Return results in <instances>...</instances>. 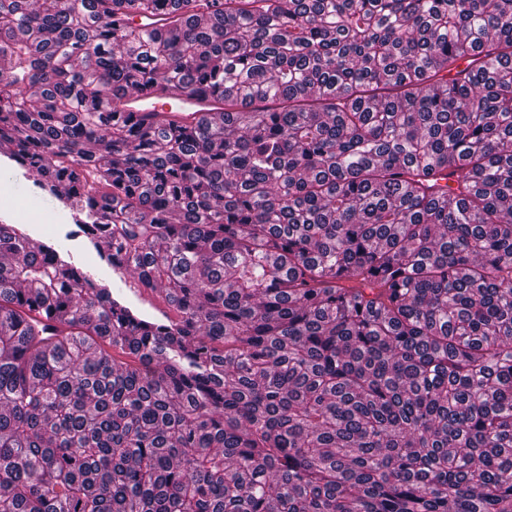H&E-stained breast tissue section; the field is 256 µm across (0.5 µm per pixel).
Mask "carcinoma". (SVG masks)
<instances>
[{
    "mask_svg": "<svg viewBox=\"0 0 512 512\" xmlns=\"http://www.w3.org/2000/svg\"><path fill=\"white\" fill-rule=\"evenodd\" d=\"M212 2L0 0L7 158L177 312L0 224V512H512V0ZM113 105L120 112H163L180 123H191L205 113L222 110L220 101L178 86L169 87L165 93L152 89L129 94Z\"/></svg>",
    "mask_w": 512,
    "mask_h": 512,
    "instance_id": "obj_1",
    "label": "carcinoma"
}]
</instances>
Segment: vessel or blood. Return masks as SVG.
<instances>
[{
    "label": "vessel or blood",
    "mask_w": 512,
    "mask_h": 512,
    "mask_svg": "<svg viewBox=\"0 0 512 512\" xmlns=\"http://www.w3.org/2000/svg\"><path fill=\"white\" fill-rule=\"evenodd\" d=\"M121 112H161L181 123H190L204 115L221 111L220 101L172 86L166 92L143 90L126 95L114 103Z\"/></svg>",
    "instance_id": "b4317fda"
}]
</instances>
